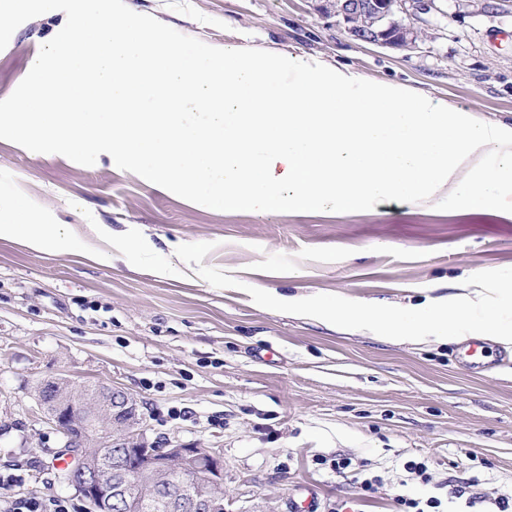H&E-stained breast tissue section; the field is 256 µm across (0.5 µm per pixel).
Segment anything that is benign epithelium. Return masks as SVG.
<instances>
[{
  "label": "benign epithelium",
  "instance_id": "7a95c632",
  "mask_svg": "<svg viewBox=\"0 0 512 512\" xmlns=\"http://www.w3.org/2000/svg\"><path fill=\"white\" fill-rule=\"evenodd\" d=\"M409 0H332L331 7L343 18L347 32L366 43L410 47L419 32L407 24L402 14ZM46 421L60 434L62 446L70 444L67 430L77 423L94 444L112 449L109 472L88 473L81 485L87 512H112L120 504H141V486L146 476L176 470L188 481L183 491L164 496L167 512H224V497L205 496L203 485L219 487L224 460L214 448H195L168 441L159 447L149 441L137 399L112 386H99L88 399L57 398L38 401Z\"/></svg>",
  "mask_w": 512,
  "mask_h": 512
}]
</instances>
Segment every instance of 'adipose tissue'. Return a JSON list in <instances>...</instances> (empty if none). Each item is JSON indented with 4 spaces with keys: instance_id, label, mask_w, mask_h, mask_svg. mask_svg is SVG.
<instances>
[{
    "instance_id": "ef3b65f1",
    "label": "adipose tissue",
    "mask_w": 512,
    "mask_h": 512,
    "mask_svg": "<svg viewBox=\"0 0 512 512\" xmlns=\"http://www.w3.org/2000/svg\"><path fill=\"white\" fill-rule=\"evenodd\" d=\"M0 240H19L34 251L66 246L56 225L41 223L39 214L20 197H0Z\"/></svg>"
}]
</instances>
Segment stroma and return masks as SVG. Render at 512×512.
Segmentation results:
<instances>
[{
	"instance_id": "1",
	"label": "stroma",
	"mask_w": 512,
	"mask_h": 512,
	"mask_svg": "<svg viewBox=\"0 0 512 512\" xmlns=\"http://www.w3.org/2000/svg\"><path fill=\"white\" fill-rule=\"evenodd\" d=\"M214 46L291 51L396 81L512 122V0L497 10L436 0L404 49L353 40L328 0H125ZM22 23L0 50V98L65 20ZM0 196H21L68 249L0 240V468L25 494L78 500L53 465L59 434L34 389L57 377L138 401L148 439L219 449L227 512H500L512 494V346L485 341L482 367L457 344L399 343L256 305L171 252L214 243L206 265L298 298L334 294L428 306L471 273L512 267V221L387 201L355 214L224 213L160 192L107 163L83 166L0 140ZM152 242L121 253L108 235ZM427 471H412L415 463ZM345 464L337 473V464Z\"/></svg>"
}]
</instances>
